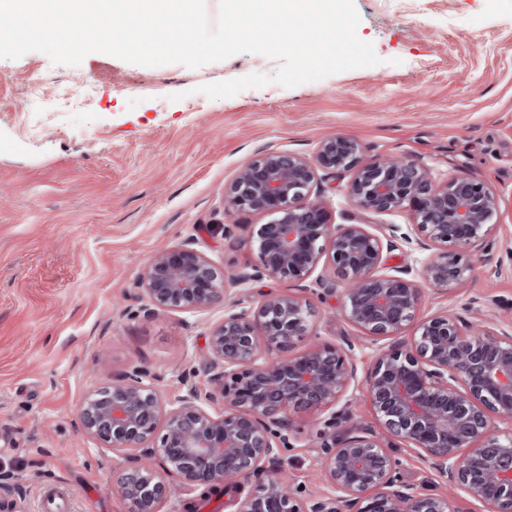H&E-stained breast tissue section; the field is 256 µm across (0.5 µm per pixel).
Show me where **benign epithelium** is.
<instances>
[{"label":"benign epithelium","instance_id":"benign-epithelium-1","mask_svg":"<svg viewBox=\"0 0 512 512\" xmlns=\"http://www.w3.org/2000/svg\"><path fill=\"white\" fill-rule=\"evenodd\" d=\"M349 172L352 204L374 214L409 207L414 226L433 254L421 278L432 286L465 281L504 202L486 185L453 176L433 182L407 159L366 160L354 138L324 139L314 158L269 152L241 168L224 191L235 210L266 213L256 249L260 268L236 280L268 276L306 281L328 258L342 280L341 310L368 336L415 331L373 357L364 377L383 433L354 424L326 448L323 476L332 493L310 508L280 476L274 428H289L288 409L342 404L348 415L357 368L344 349L318 344L295 350L310 333L312 311L295 296L266 294L254 307L231 303L207 336L204 370L209 390L191 385L175 404L160 396L156 376L141 367L90 390L79 410L86 435L103 448L134 449L119 475L121 496L133 512H159L176 490L258 479L238 512H462L470 492L491 512H512V433L494 419L512 420V333H476L453 313L416 321L417 283L381 272L384 252L399 231L389 224L330 222L313 192L318 172ZM224 271L187 244L154 254L139 275L149 302L196 311L224 301ZM221 401L209 412L202 401ZM397 437L417 449L444 478L448 494L417 493L399 479V461L384 444Z\"/></svg>","mask_w":512,"mask_h":512}]
</instances>
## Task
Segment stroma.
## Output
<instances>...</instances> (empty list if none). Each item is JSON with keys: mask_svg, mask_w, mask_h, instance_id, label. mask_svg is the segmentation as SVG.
Here are the masks:
<instances>
[{"mask_svg": "<svg viewBox=\"0 0 512 512\" xmlns=\"http://www.w3.org/2000/svg\"><path fill=\"white\" fill-rule=\"evenodd\" d=\"M358 37L381 62L294 88L272 83L212 99L200 85L274 74L277 61L241 53L197 69L145 67L93 53L77 66L30 52L0 59V512H42L45 491L66 487V512H131L117 485L125 454L87 438L78 409L93 388L144 367L166 403L187 384L206 388L203 356L223 306L156 310L138 285L143 266L187 243L224 270L227 301L262 294L302 298L313 310L309 342L349 343L359 370L385 338L367 336L338 298L269 277L252 235L268 215L228 208L224 189L259 155L314 158L322 140L346 135L370 157L420 163L435 182L465 176L512 200V0H355ZM68 79L71 110L35 96L30 72ZM43 126L27 133L29 121ZM349 173L320 172L317 191L335 224L412 222L410 210L374 215L352 205ZM461 284L423 286L418 318L451 311L512 331V215ZM331 408L289 412L281 451L296 495L313 504L327 486L323 448ZM404 484L447 488L414 449L396 441Z\"/></svg>", "mask_w": 512, "mask_h": 512, "instance_id": "1", "label": "stroma"}]
</instances>
